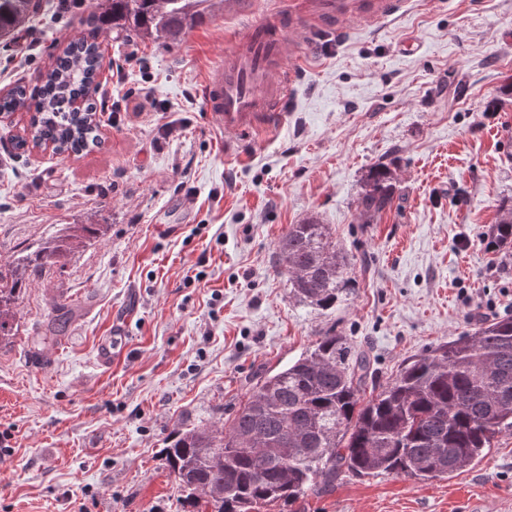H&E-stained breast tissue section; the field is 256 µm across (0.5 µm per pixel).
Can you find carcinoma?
Returning a JSON list of instances; mask_svg holds the SVG:
<instances>
[{
  "label": "carcinoma",
  "mask_w": 512,
  "mask_h": 512,
  "mask_svg": "<svg viewBox=\"0 0 512 512\" xmlns=\"http://www.w3.org/2000/svg\"><path fill=\"white\" fill-rule=\"evenodd\" d=\"M224 0H93L83 19L88 33L69 42L30 89L0 94V113H31L15 149L52 147L59 155L99 144L97 106L87 94L97 83L103 54L98 32L112 29L165 46L213 17ZM35 0H0V42L10 43L35 12ZM76 99L83 106L72 107ZM395 203V177L373 167L357 208L373 223ZM99 224L39 251L51 262L76 238L100 234ZM487 248H512V205L487 235ZM345 259L325 224H292L276 248L275 271L289 294L317 310L336 306L350 279ZM18 276L0 267V338L13 330ZM374 368L369 353L327 332L296 361L260 378L229 425L179 434L162 457L187 491L194 512H258L293 506L327 489L344 473L404 474L432 479L461 473L481 460L503 434H512V316L496 317L426 355L404 362L395 379L366 394Z\"/></svg>",
  "instance_id": "1"
}]
</instances>
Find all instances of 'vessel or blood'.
<instances>
[{
  "mask_svg": "<svg viewBox=\"0 0 512 512\" xmlns=\"http://www.w3.org/2000/svg\"><path fill=\"white\" fill-rule=\"evenodd\" d=\"M387 9V0H318L319 15L341 20L356 11L382 14ZM287 13L286 0H277L271 15L235 39L215 76L205 82V108L225 130L262 134L284 122L290 96L284 67L290 48Z\"/></svg>",
  "mask_w": 512,
  "mask_h": 512,
  "instance_id": "obj_1",
  "label": "vessel or blood"
}]
</instances>
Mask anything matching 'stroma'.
<instances>
[{
    "instance_id": "obj_1",
    "label": "stroma",
    "mask_w": 512,
    "mask_h": 512,
    "mask_svg": "<svg viewBox=\"0 0 512 512\" xmlns=\"http://www.w3.org/2000/svg\"><path fill=\"white\" fill-rule=\"evenodd\" d=\"M370 18L308 22L292 40L288 117L249 139L208 117L202 87L235 35L220 14L180 44L112 31L95 99L98 146L16 154L29 116H0V265L69 224H101L51 266L29 263L0 340V512H183L159 451L230 423L257 379L324 333L368 350L376 379L512 315V252L485 238L512 198V0H390ZM86 8L43 0L0 90L36 86ZM391 167L398 207L362 223L368 169ZM327 225L350 291L320 311L273 268L289 225ZM124 321L104 368L98 342ZM297 512H512V434L448 479L341 476Z\"/></svg>"
}]
</instances>
